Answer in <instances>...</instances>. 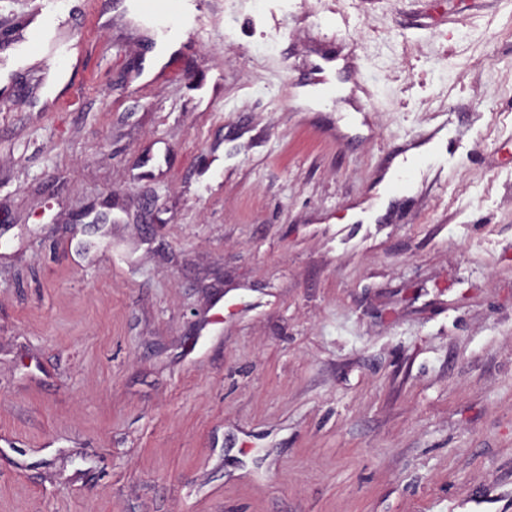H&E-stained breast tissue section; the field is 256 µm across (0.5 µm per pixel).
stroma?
Masks as SVG:
<instances>
[{
  "mask_svg": "<svg viewBox=\"0 0 512 512\" xmlns=\"http://www.w3.org/2000/svg\"><path fill=\"white\" fill-rule=\"evenodd\" d=\"M67 7L0 81V512H512V0H204L158 68Z\"/></svg>",
  "mask_w": 512,
  "mask_h": 512,
  "instance_id": "1",
  "label": "stroma"
}]
</instances>
